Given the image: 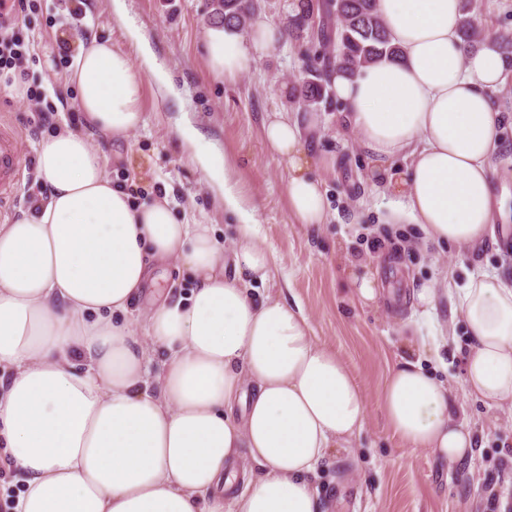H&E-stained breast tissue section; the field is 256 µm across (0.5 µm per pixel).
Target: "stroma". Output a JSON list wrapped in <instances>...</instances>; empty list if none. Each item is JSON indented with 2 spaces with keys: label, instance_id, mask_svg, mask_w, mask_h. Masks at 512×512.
<instances>
[{
  "label": "stroma",
  "instance_id": "1",
  "mask_svg": "<svg viewBox=\"0 0 512 512\" xmlns=\"http://www.w3.org/2000/svg\"><path fill=\"white\" fill-rule=\"evenodd\" d=\"M70 6V0H35L13 27L35 54L30 73L56 108L54 125L79 130L83 121L74 89L65 86L71 67L59 61L60 40L74 51L93 36L131 53L136 47L113 14L112 0H85L78 21ZM126 7L179 96L161 99L152 80H145L143 125L125 139L102 142L114 181L133 187L145 201L166 194L176 214L213 225L220 242H229L234 217L213 198L193 149L174 136L184 123L199 128L205 146L226 156L239 191L255 208L262 244L276 258L259 296L298 301L315 340L335 350L362 387L364 430L352 449L324 463L315 480L325 512H503L512 504V413L488 409L465 390L462 358L469 338L457 292L475 268L512 277V251L500 235L512 227V70L493 93L505 138L492 159L495 236L472 257L453 250L437 255L416 246L414 225L389 223L399 198L374 177L371 159L345 123L344 103L334 98L307 113L290 97L323 44L285 35L227 81L208 63L211 0H126ZM278 112L303 126L328 202L321 230L296 223L288 210V171L263 140L266 119ZM33 119L27 98L0 83V121L19 134L23 163L14 197L0 207V224L29 212L26 197L40 180L36 155L47 132L36 129ZM355 266L376 274L375 303L365 306L352 296L348 277ZM426 282L436 288L427 311L413 299ZM404 358L448 384L453 418L465 421L481 445L472 461L448 466L430 451L410 449L387 426L380 396L388 369Z\"/></svg>",
  "mask_w": 512,
  "mask_h": 512
}]
</instances>
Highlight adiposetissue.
Instances as JSON below:
<instances>
[{
    "instance_id": "obj_1",
    "label": "adipose tissue",
    "mask_w": 512,
    "mask_h": 512,
    "mask_svg": "<svg viewBox=\"0 0 512 512\" xmlns=\"http://www.w3.org/2000/svg\"><path fill=\"white\" fill-rule=\"evenodd\" d=\"M378 4L399 57L336 69L332 90L377 178L402 199L392 222L417 225L438 252L473 253L492 232L490 163L502 144L491 92L512 63L493 42L464 47L462 0ZM128 35L136 53L95 37L80 44L69 80L86 129L42 141L47 199L0 224V439L23 484L15 512H322L315 477L363 430V391L314 341L300 305L253 296L273 256L225 157L204 149L195 127L176 135L237 219L229 246L211 225L179 222L167 201H135L113 181L92 132L139 128L140 68L162 97L176 94L138 31ZM276 37L260 21L245 40L213 34L212 72L234 78ZM264 139L288 166L294 220L322 225L326 198L299 123L273 119ZM399 157L409 164L396 177L387 165ZM170 261L194 287L152 301L137 324L133 303ZM460 310L468 393L512 407V281L471 274ZM381 406L410 448L454 465L475 455L448 386L420 363L390 369Z\"/></svg>"
}]
</instances>
